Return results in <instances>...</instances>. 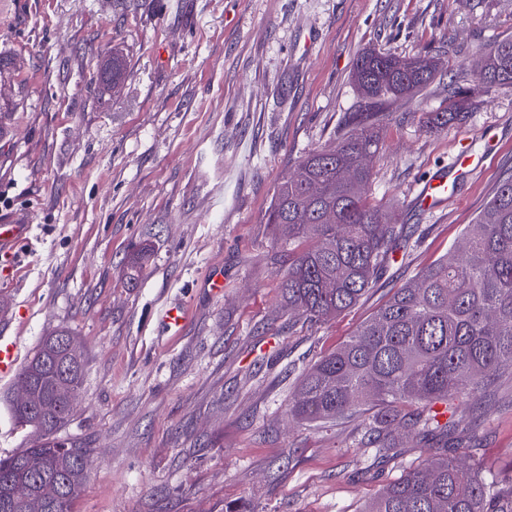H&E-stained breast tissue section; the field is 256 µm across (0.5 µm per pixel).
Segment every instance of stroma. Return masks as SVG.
Returning <instances> with one entry per match:
<instances>
[{
    "mask_svg": "<svg viewBox=\"0 0 512 512\" xmlns=\"http://www.w3.org/2000/svg\"><path fill=\"white\" fill-rule=\"evenodd\" d=\"M512 36V0H7L0 8V223L25 220L0 269V334L30 355L65 329L85 358L61 438L91 448L76 512H360L440 441L398 431L375 461L363 420L302 423L300 374L334 351L396 288L459 243L512 168V86L477 85L481 48ZM432 49L439 71L416 97L384 103L367 198L411 236L351 310L311 322L286 310L288 255L263 215L307 152L333 143L361 98L363 50ZM126 74L102 88L112 53ZM469 89L462 120L423 113ZM469 142L482 169L434 208L422 181ZM149 255L135 284L126 257ZM222 273L224 286L210 279ZM184 308L168 327L164 308ZM0 376V455L30 447ZM458 451L512 461V373L463 415Z\"/></svg>",
    "mask_w": 512,
    "mask_h": 512,
    "instance_id": "35a3bbf8",
    "label": "stroma"
}]
</instances>
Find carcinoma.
<instances>
[{
    "mask_svg": "<svg viewBox=\"0 0 512 512\" xmlns=\"http://www.w3.org/2000/svg\"><path fill=\"white\" fill-rule=\"evenodd\" d=\"M479 83L512 85V37L482 51ZM126 62L114 54L97 71L110 85L124 75ZM435 62L424 56L400 59L368 50L359 54L353 78L366 103L350 113V132L328 147L304 156L277 187L265 223L288 252L280 284L287 308L311 321L356 306L406 240L404 227L385 210L366 203L372 173L362 161L380 148L381 113L376 104L409 90L422 92L433 81ZM461 106L425 113L426 125L443 129L459 119ZM351 169L347 181L342 171ZM463 249H453L362 322L336 351L301 375L289 411L300 421H333L376 409L366 423L374 436V457L397 455L391 427L403 425L419 436L454 433L459 419L440 423L433 411L401 413L405 406L486 402V387L501 368L512 367V172L505 174L485 208L463 232ZM40 339L19 372L45 399L41 415L19 401L12 417L38 433L37 444L0 457V512H22L25 493L46 485L61 489L50 512H73L87 479L90 449L58 438L72 408L55 397L65 383L80 391L84 359L62 367L67 350L54 337ZM361 512H512V463L501 471L482 470L446 445L433 449L370 500Z\"/></svg>",
    "mask_w": 512,
    "mask_h": 512,
    "instance_id": "cac0c4a2",
    "label": "carcinoma"
}]
</instances>
